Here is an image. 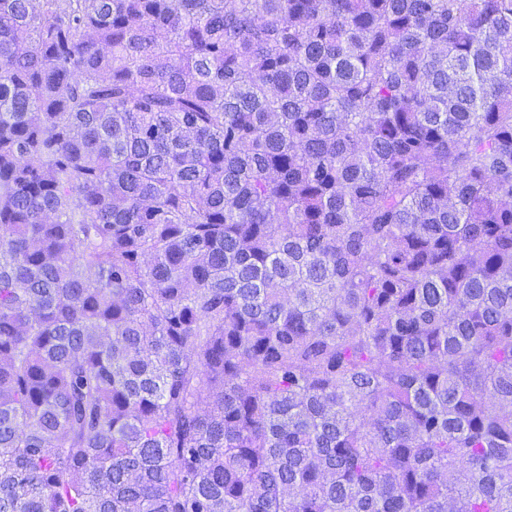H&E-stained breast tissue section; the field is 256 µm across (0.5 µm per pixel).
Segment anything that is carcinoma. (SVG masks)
I'll use <instances>...</instances> for the list:
<instances>
[{"mask_svg": "<svg viewBox=\"0 0 512 512\" xmlns=\"http://www.w3.org/2000/svg\"><path fill=\"white\" fill-rule=\"evenodd\" d=\"M0 512H512V0H0Z\"/></svg>", "mask_w": 512, "mask_h": 512, "instance_id": "1", "label": "carcinoma"}]
</instances>
